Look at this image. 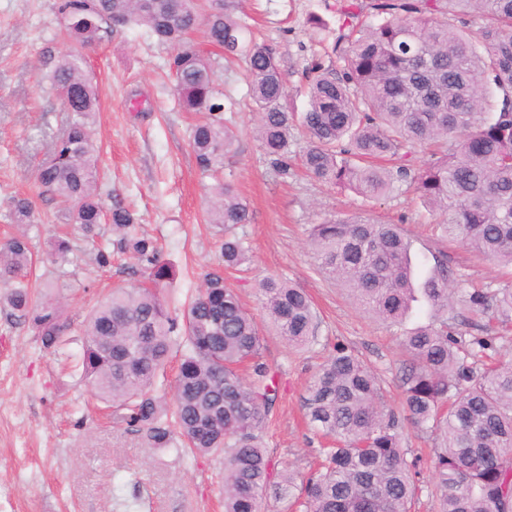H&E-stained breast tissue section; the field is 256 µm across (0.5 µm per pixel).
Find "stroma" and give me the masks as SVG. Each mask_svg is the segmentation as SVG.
I'll return each instance as SVG.
<instances>
[{
    "mask_svg": "<svg viewBox=\"0 0 512 512\" xmlns=\"http://www.w3.org/2000/svg\"><path fill=\"white\" fill-rule=\"evenodd\" d=\"M56 2L0 0V239L18 230L7 217L9 198L31 192L34 168L66 120L39 64L44 47L72 48L60 34ZM335 4L238 0L237 19L275 49L295 111L308 106L303 71L312 60L325 59L338 34ZM313 15L325 20L326 31L310 27ZM169 53L142 29L124 28L86 51L85 58L101 98L98 190L103 200L117 196L130 206L141 232L172 264L175 276L166 294L178 311L216 263L220 243L207 222L212 181L197 168L189 137L192 116L178 104L165 66ZM211 57L235 134L224 171L251 213L250 223L241 228L249 259L225 277L257 323L261 360L278 386L263 433L272 472L301 476L324 445L305 417L303 400L334 346L343 343L362 354L396 407L402 399L400 368L407 358L401 337L432 320L424 305L399 326L365 313L344 288L320 273L308 244L312 225L355 212L401 225L416 258L438 249L447 252L449 268L471 288L497 282L503 269L461 242L443 238L436 217L406 185L395 184L388 196L367 201L299 168L291 176H278L254 134L256 109L244 59H227L216 51ZM37 213L40 222L29 230L33 249L42 257L37 277L57 275L45 254L58 234H68L78 257L67 268L77 285L64 292L73 320H82L113 286L138 284L131 260L118 258L110 269L99 268L78 227L58 218L55 202L38 201ZM268 276L286 278L310 295L319 323L311 345L289 348L272 327L259 292ZM80 353L77 340L62 356L41 349L31 329L12 323L0 307V512H224L219 461L179 460L174 453L147 448L140 434L113 424L79 382Z\"/></svg>",
    "mask_w": 512,
    "mask_h": 512,
    "instance_id": "1",
    "label": "stroma"
}]
</instances>
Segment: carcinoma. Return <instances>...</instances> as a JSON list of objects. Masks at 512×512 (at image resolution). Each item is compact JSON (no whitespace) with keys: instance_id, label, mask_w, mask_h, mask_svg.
Masks as SVG:
<instances>
[{"instance_id":"1","label":"carcinoma","mask_w":512,"mask_h":512,"mask_svg":"<svg viewBox=\"0 0 512 512\" xmlns=\"http://www.w3.org/2000/svg\"><path fill=\"white\" fill-rule=\"evenodd\" d=\"M235 3L57 0L61 30L81 48L112 36L115 20L170 46L180 104L200 114L191 143L199 169L216 179L208 215L222 236L217 265L176 316L163 293L172 266L138 232L123 201L107 205L98 191V84L82 54L45 49L40 66L67 104V121L35 168L38 196L57 201L68 223L79 225L99 267L123 255L144 281L112 289L82 322L81 381L148 447L221 459L224 512H260L269 494L298 512H412L422 487L418 461L403 448L408 427L436 439L429 481L436 512H512V358L484 363L492 339L462 346L459 314L448 310L457 296L468 312L512 328V0H370V24L360 22L358 0H336L340 34L328 65L304 72L308 108L300 114L288 105L275 50L234 18ZM200 26L208 45L245 59L255 135L279 175H288L289 140L300 127L308 139L301 164L313 177L369 201L405 182L428 211L444 216L438 226L445 236L511 269L496 284L467 288L449 277L442 253L417 279L399 225L359 213L313 225L309 245L321 272L368 313L397 326L420 303L434 318L402 336L408 360L397 409L362 356L336 344L304 401L309 423L333 446L319 449L322 462L299 485L289 471L270 481L260 435L276 387L258 361L254 318L224 277L249 259L236 229L251 214L234 184L220 177L233 136L211 57L190 40ZM8 217L20 226L35 223L33 198H10ZM72 252L59 238L50 258L61 266L72 262ZM33 264L26 232L0 242V281L9 288L0 305L56 353L72 326L61 302L68 284L34 296ZM259 288L279 336L295 347L316 340L317 316L303 289L282 278ZM174 355L170 409L159 385Z\"/></svg>"}]
</instances>
